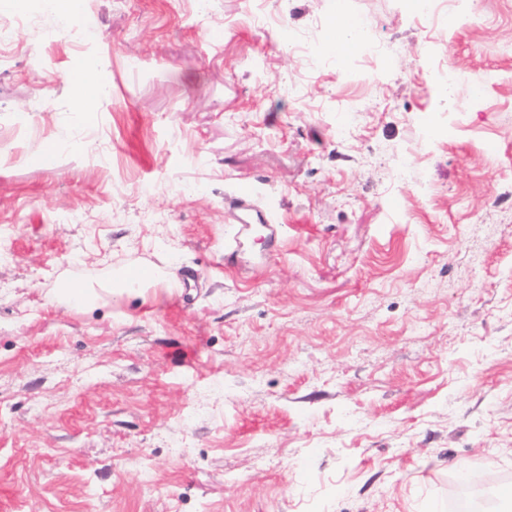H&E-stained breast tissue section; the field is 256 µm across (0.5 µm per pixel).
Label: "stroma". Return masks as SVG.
Masks as SVG:
<instances>
[{"mask_svg":"<svg viewBox=\"0 0 512 512\" xmlns=\"http://www.w3.org/2000/svg\"><path fill=\"white\" fill-rule=\"evenodd\" d=\"M84 6L79 49L0 0V512H453L464 480L512 487V0L453 23ZM340 9L387 59L356 70ZM94 58L98 98L74 82ZM241 185L280 235L229 262ZM122 265L177 279L58 302ZM331 30L336 32L337 42L342 41L340 47H349L350 45L360 47L362 41L359 36H355V32L360 33L359 21L349 17L348 15L337 11L336 20L330 24Z\"/></svg>","mask_w":512,"mask_h":512,"instance_id":"stroma-1","label":"stroma"}]
</instances>
